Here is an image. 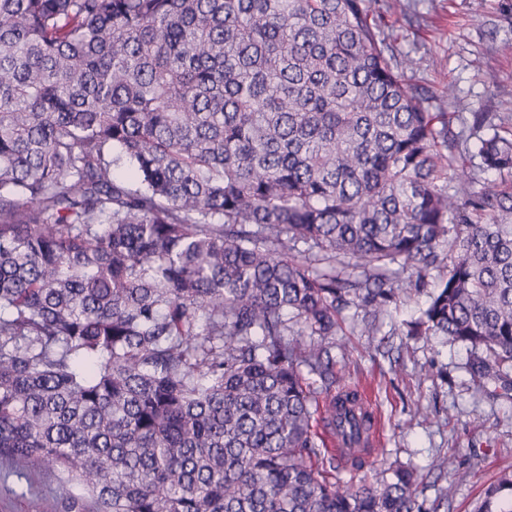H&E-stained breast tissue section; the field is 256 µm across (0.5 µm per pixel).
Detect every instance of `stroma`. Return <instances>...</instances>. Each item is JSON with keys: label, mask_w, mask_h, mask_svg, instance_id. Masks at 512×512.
Masks as SVG:
<instances>
[{"label": "stroma", "mask_w": 512, "mask_h": 512, "mask_svg": "<svg viewBox=\"0 0 512 512\" xmlns=\"http://www.w3.org/2000/svg\"><path fill=\"white\" fill-rule=\"evenodd\" d=\"M399 54L412 57V83L427 88L431 111L488 112L512 118V0H372ZM428 293L400 296L376 335L347 320L336 336V370L359 385L377 414L380 441L363 469L343 481H374L398 461L425 475L422 495L453 487L450 512H476L485 488L512 473V396L476 392L463 345L441 336H403ZM452 469L439 475L440 456ZM467 472L458 481L456 471ZM78 485L51 469L0 460V512H63Z\"/></svg>", "instance_id": "35a3bbf8"}]
</instances>
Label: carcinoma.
<instances>
[{
  "instance_id": "obj_1",
  "label": "carcinoma",
  "mask_w": 512,
  "mask_h": 512,
  "mask_svg": "<svg viewBox=\"0 0 512 512\" xmlns=\"http://www.w3.org/2000/svg\"><path fill=\"white\" fill-rule=\"evenodd\" d=\"M384 28L370 0H0V459L82 487L65 512L448 505L398 463L341 481L315 430L367 428L334 336L408 291V335L512 390V123L429 111Z\"/></svg>"
}]
</instances>
